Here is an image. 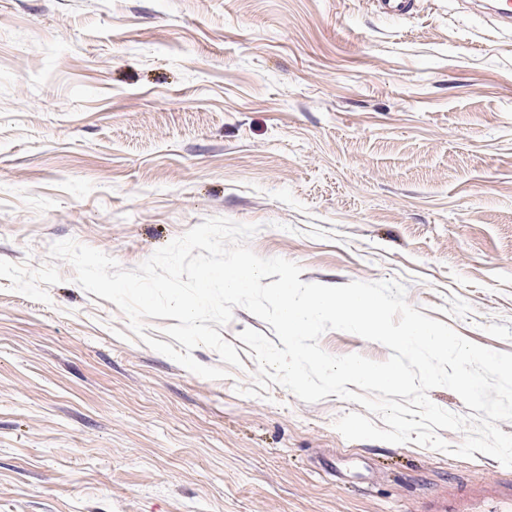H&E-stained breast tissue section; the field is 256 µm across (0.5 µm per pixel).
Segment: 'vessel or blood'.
Here are the masks:
<instances>
[{
  "mask_svg": "<svg viewBox=\"0 0 512 512\" xmlns=\"http://www.w3.org/2000/svg\"><path fill=\"white\" fill-rule=\"evenodd\" d=\"M490 501L496 503V512H512L511 478L449 484L443 492L430 498L421 512H486L484 505Z\"/></svg>",
  "mask_w": 512,
  "mask_h": 512,
  "instance_id": "vessel-or-blood-1",
  "label": "vessel or blood"
}]
</instances>
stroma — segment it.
<instances>
[{
  "mask_svg": "<svg viewBox=\"0 0 512 512\" xmlns=\"http://www.w3.org/2000/svg\"><path fill=\"white\" fill-rule=\"evenodd\" d=\"M211 217L512 353V30L461 0H0V512H415L512 471L349 441L362 405L259 388L238 335L275 333L241 307V367L199 377L49 256L132 270Z\"/></svg>",
  "mask_w": 512,
  "mask_h": 512,
  "instance_id": "35a3bbf8",
  "label": "stroma"
}]
</instances>
